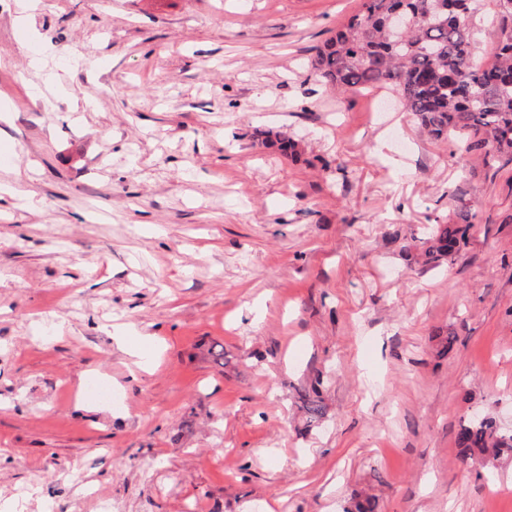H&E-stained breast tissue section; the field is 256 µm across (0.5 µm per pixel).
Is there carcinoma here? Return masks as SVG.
<instances>
[{"label": "carcinoma", "mask_w": 512, "mask_h": 512, "mask_svg": "<svg viewBox=\"0 0 512 512\" xmlns=\"http://www.w3.org/2000/svg\"><path fill=\"white\" fill-rule=\"evenodd\" d=\"M447 0H360L358 12L336 27L315 48L311 68L322 82L338 92L385 88L397 92L399 105L412 113L421 129L436 140L452 131L458 150L512 162V5L496 0L498 38L494 61L477 53L480 29L473 17L477 0H460L462 12L449 16ZM405 6L416 17L415 28L396 37L389 16ZM265 143L290 156L298 144L284 131L267 132ZM461 224H435L421 241L420 256L437 265L452 257L465 240L469 217ZM315 383L301 397L307 423L325 413ZM466 458L488 464L512 454V431L491 417L468 420L457 434Z\"/></svg>", "instance_id": "cac0c4a2"}]
</instances>
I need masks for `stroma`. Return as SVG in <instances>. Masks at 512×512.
<instances>
[{
	"label": "stroma",
	"mask_w": 512,
	"mask_h": 512,
	"mask_svg": "<svg viewBox=\"0 0 512 512\" xmlns=\"http://www.w3.org/2000/svg\"><path fill=\"white\" fill-rule=\"evenodd\" d=\"M20 2L0 0V512H512V459L456 442L475 414L512 429V162L320 81L360 0ZM463 210L465 244L423 265L415 240ZM323 383V379L318 375L315 379V383L301 397V405L307 424L319 422L326 413V407L324 405L319 386Z\"/></svg>",
	"instance_id": "stroma-1"
}]
</instances>
